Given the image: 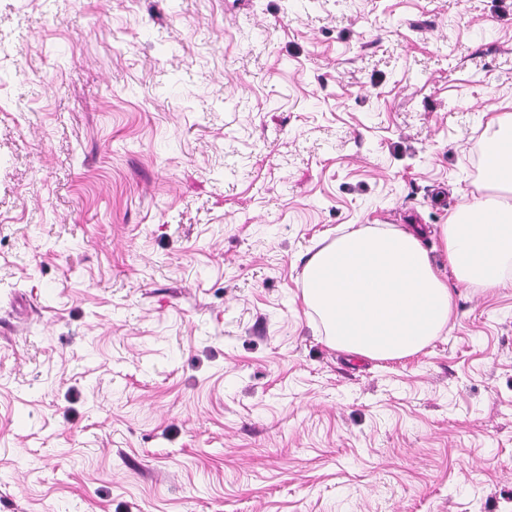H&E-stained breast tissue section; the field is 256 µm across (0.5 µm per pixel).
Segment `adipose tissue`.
I'll return each instance as SVG.
<instances>
[{
    "label": "adipose tissue",
    "instance_id": "obj_1",
    "mask_svg": "<svg viewBox=\"0 0 512 512\" xmlns=\"http://www.w3.org/2000/svg\"><path fill=\"white\" fill-rule=\"evenodd\" d=\"M483 169L496 197L464 205L442 225L449 274L422 249L416 226L354 228L313 255L302 300L336 350L378 360L417 354L450 323L454 285L505 286L512 262V114L493 115Z\"/></svg>",
    "mask_w": 512,
    "mask_h": 512
}]
</instances>
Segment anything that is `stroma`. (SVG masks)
Masks as SVG:
<instances>
[{"label":"stroma","mask_w":512,"mask_h":512,"mask_svg":"<svg viewBox=\"0 0 512 512\" xmlns=\"http://www.w3.org/2000/svg\"><path fill=\"white\" fill-rule=\"evenodd\" d=\"M512 0H0V512H512V284L418 354L302 302L488 194Z\"/></svg>","instance_id":"1"}]
</instances>
